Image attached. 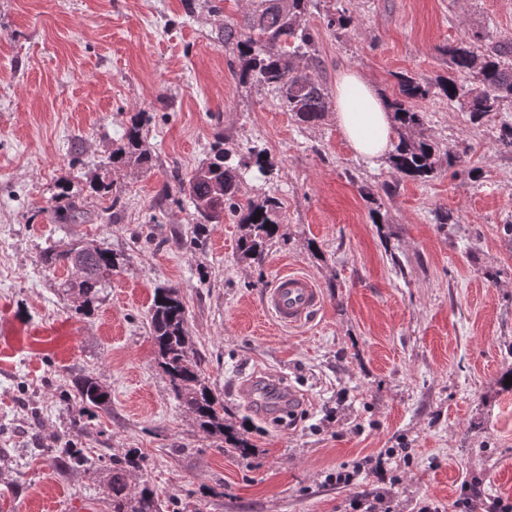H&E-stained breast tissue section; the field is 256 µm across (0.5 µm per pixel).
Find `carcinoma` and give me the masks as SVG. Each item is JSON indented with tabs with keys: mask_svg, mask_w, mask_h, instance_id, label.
<instances>
[{
	"mask_svg": "<svg viewBox=\"0 0 512 512\" xmlns=\"http://www.w3.org/2000/svg\"><path fill=\"white\" fill-rule=\"evenodd\" d=\"M311 2L251 0L252 8L242 26H224V43L236 46L238 81L255 80L275 90L285 111L293 113L302 124L321 120L330 103L326 85L293 61L295 57L316 58V32L305 19ZM325 20L327 28L333 31L351 24L345 9L326 14ZM485 41L486 35L475 30L444 47L442 52L448 56L452 70L446 78L431 83L407 73L397 76L398 94L389 102L397 123L398 143L391 156L397 173L426 179L436 171L442 154L448 158L450 167L463 163L464 151L459 147L442 149L423 134H415L424 125V114L417 103L428 98L432 87H438L450 101L464 100L472 123H479L500 111L503 103H512V38L506 37L490 47ZM125 138L124 147L112 153V166L133 162L142 168H151L152 155L143 148L140 120H131ZM223 145L224 137H217L211 147L212 157L198 166L188 179L177 180L178 192L188 195L195 208L193 243L201 244L207 225L218 224L224 215H231L239 218L243 225L238 243L241 258L259 260L267 243L279 232V224L272 219L278 202L269 198L259 204L243 198L240 182L243 170L255 166L263 172L268 169V163L263 152L253 151L249 153V160L232 164ZM45 262L82 268L81 275L63 288L66 292H76L84 307L99 302L107 288L106 275L120 265L111 248L88 243L79 236L66 248L48 253ZM150 327L158 363L177 401L194 417L200 429L240 453H246L248 441L224 425V404L218 402L205 382L202 358L191 347L186 307L177 287L167 285L155 289ZM74 388L75 397L85 409H100L107 403V393L90 376L75 379ZM44 460L51 466L64 463L74 469H91L89 458L72 447L50 448ZM138 467L139 459L133 453L112 455L108 479L112 512H163L164 502L149 486H143L134 494L127 491V472Z\"/></svg>",
	"mask_w": 512,
	"mask_h": 512,
	"instance_id": "cac0c4a2",
	"label": "carcinoma"
}]
</instances>
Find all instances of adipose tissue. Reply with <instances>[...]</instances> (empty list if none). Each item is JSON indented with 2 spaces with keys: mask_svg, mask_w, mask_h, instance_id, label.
<instances>
[{
  "mask_svg": "<svg viewBox=\"0 0 512 512\" xmlns=\"http://www.w3.org/2000/svg\"><path fill=\"white\" fill-rule=\"evenodd\" d=\"M336 124L358 158L373 164L394 147L393 114L387 100L359 71L347 70L336 80Z\"/></svg>",
  "mask_w": 512,
  "mask_h": 512,
  "instance_id": "ef3b65f1",
  "label": "adipose tissue"
}]
</instances>
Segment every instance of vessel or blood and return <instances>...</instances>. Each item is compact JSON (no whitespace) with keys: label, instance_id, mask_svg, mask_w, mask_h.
<instances>
[{"label":"vessel or blood","instance_id":"obj_1","mask_svg":"<svg viewBox=\"0 0 512 512\" xmlns=\"http://www.w3.org/2000/svg\"><path fill=\"white\" fill-rule=\"evenodd\" d=\"M264 311L280 326L291 328L311 322L323 304L320 288L307 275L280 273L261 301Z\"/></svg>","mask_w":512,"mask_h":512}]
</instances>
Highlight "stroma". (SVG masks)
Instances as JSON below:
<instances>
[{
    "mask_svg": "<svg viewBox=\"0 0 512 512\" xmlns=\"http://www.w3.org/2000/svg\"><path fill=\"white\" fill-rule=\"evenodd\" d=\"M250 0H0V512H111L110 457L142 454L128 476L186 512H351L356 498L390 512H481L512 502V150L499 143L512 106L471 123L462 102L421 104L422 132L465 146L466 173L440 163L425 181L389 161L357 159L334 112L313 125L274 90L239 83L225 25ZM352 22L332 32L326 13ZM312 72L327 88L359 70L385 97L397 74H447L440 47L465 32L512 38V0H316ZM141 115L155 164L107 171ZM223 137L233 158L264 150L272 169L246 170L243 197L273 198L278 235L261 260H241L240 224L211 225L191 243L195 209L173 192ZM113 181L119 205L99 196ZM88 213L55 221L59 183ZM454 220L446 229L437 211ZM122 257L102 301L78 311L60 287L72 272L45 252L73 236ZM312 277L325 304L311 323L283 329L261 295L281 272ZM178 287L206 382L224 422L251 453L225 454L172 394L158 364L150 308ZM92 375L109 394L82 409L72 381ZM274 381L252 405L243 380ZM72 441L93 471L47 465L40 451ZM393 452L378 474L369 459ZM359 468L353 485L328 479Z\"/></svg>",
    "mask_w": 512,
    "mask_h": 512,
    "instance_id": "stroma-1",
    "label": "stroma"
}]
</instances>
